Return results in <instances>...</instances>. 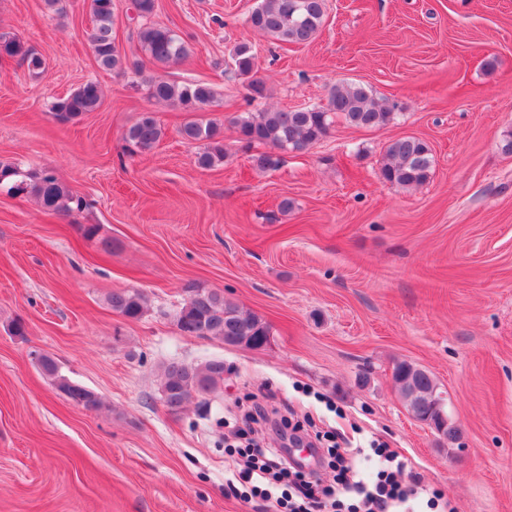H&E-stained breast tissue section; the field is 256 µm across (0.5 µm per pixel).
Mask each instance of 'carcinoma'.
Returning a JSON list of instances; mask_svg holds the SVG:
<instances>
[{
  "instance_id": "cac0c4a2",
  "label": "carcinoma",
  "mask_w": 512,
  "mask_h": 512,
  "mask_svg": "<svg viewBox=\"0 0 512 512\" xmlns=\"http://www.w3.org/2000/svg\"><path fill=\"white\" fill-rule=\"evenodd\" d=\"M156 0H132L136 14L134 34L147 59L166 67L189 55L186 43L168 28L151 23ZM94 26L90 43L98 66L104 70H123L131 66L142 73L139 62H127L112 37L114 0H92ZM325 19V0H258L248 17L258 32L285 44H306L315 39ZM235 70L248 78V97L252 101L268 96L266 82L256 77V58L249 46L240 44L230 53ZM0 57L16 58L36 75L44 72L42 58L15 35L0 33ZM148 97L168 102L185 112H203L216 102L214 88L206 83L170 82L162 76H145ZM102 90L95 81L82 84L70 94L55 99L49 108L59 123L72 122L101 104ZM393 106L377 99L366 86L341 82L329 91L324 106L284 110L275 108L249 112L234 119L240 141L248 146L264 145L274 150L300 151L324 138L339 116L355 127L376 128L393 120ZM181 137L188 142L203 143L196 157L201 168L224 161V137L216 123L202 118L185 122ZM164 136V128L153 113L143 112L126 130L125 151L130 155L152 150ZM386 162L381 168L383 181L403 188L424 184L432 170L433 156L428 144L416 137L391 140L385 148ZM35 197L47 212L69 215L84 207L83 199L62 183L52 168L26 170L16 164L0 163V189ZM189 298L175 315L178 330L185 336L217 339L226 345L261 347L262 338L270 335L269 324L257 314L224 296V292L192 284ZM113 312L126 319L139 318L146 296L138 290H119L107 296ZM393 379L410 412L423 417L445 412L443 398L437 392L432 375L407 361L393 365ZM224 383V361L216 359L202 366L170 362L162 369L160 391L167 409L178 413L192 401L198 406L209 404L208 397ZM74 405L88 411L101 406L99 396L82 386L62 390Z\"/></svg>"
}]
</instances>
